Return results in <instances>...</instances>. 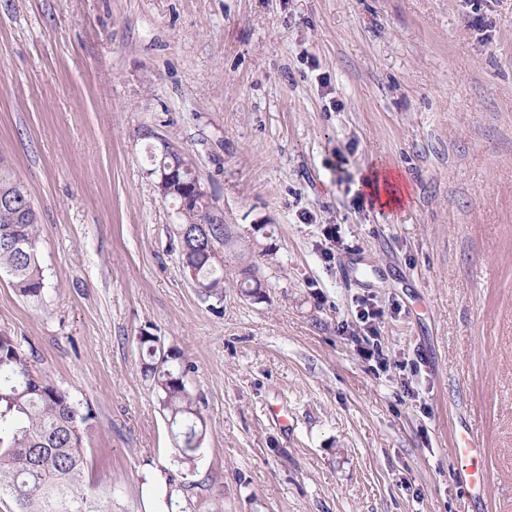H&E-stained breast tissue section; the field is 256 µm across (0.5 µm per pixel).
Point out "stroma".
<instances>
[{"label": "stroma", "instance_id": "obj_1", "mask_svg": "<svg viewBox=\"0 0 512 512\" xmlns=\"http://www.w3.org/2000/svg\"><path fill=\"white\" fill-rule=\"evenodd\" d=\"M164 141L228 226L223 299L149 174ZM0 156L44 278L0 273V332L88 413L102 512H167L180 470L141 335L206 423L181 512H512V0H0ZM377 161L408 204L360 198ZM458 479L473 495H480L486 486L483 444L472 427L459 434L454 448Z\"/></svg>", "mask_w": 512, "mask_h": 512}]
</instances>
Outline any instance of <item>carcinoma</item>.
I'll return each instance as SVG.
<instances>
[{"label":"carcinoma","instance_id":"obj_1","mask_svg":"<svg viewBox=\"0 0 512 512\" xmlns=\"http://www.w3.org/2000/svg\"><path fill=\"white\" fill-rule=\"evenodd\" d=\"M155 165H169L182 176L195 172L192 159L176 151L160 156ZM26 195L25 185L0 158V271L25 298H41L43 272L37 257L39 220L35 209L19 212L3 200ZM185 228V225H179ZM187 229V228H185ZM184 254L193 268L204 300L218 297L213 281L224 279V268L203 252L196 227L187 229ZM254 266L240 270L241 292L255 296L263 288ZM145 369L154 381L182 463L193 461L206 425L198 402L187 390L183 374L170 363L177 352L164 353L152 336L139 337ZM89 415L42 370L7 333H0V501L9 500L13 512H101L83 489L87 460L82 426Z\"/></svg>","mask_w":512,"mask_h":512}]
</instances>
